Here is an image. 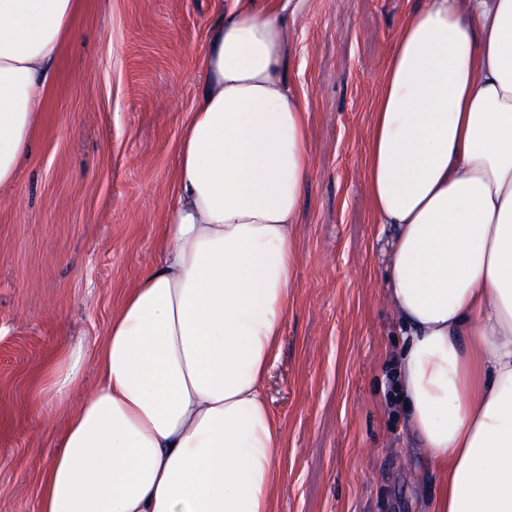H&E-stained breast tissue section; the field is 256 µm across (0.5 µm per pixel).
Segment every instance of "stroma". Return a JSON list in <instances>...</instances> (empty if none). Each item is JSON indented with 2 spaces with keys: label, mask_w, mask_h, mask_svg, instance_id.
<instances>
[{
  "label": "stroma",
  "mask_w": 512,
  "mask_h": 512,
  "mask_svg": "<svg viewBox=\"0 0 512 512\" xmlns=\"http://www.w3.org/2000/svg\"><path fill=\"white\" fill-rule=\"evenodd\" d=\"M229 0H78L31 150L0 188V512H37L69 408L47 378L93 352L123 293L154 268L175 145ZM409 0H304L288 75L310 98L296 304L265 385L287 440L277 512H423L405 423L389 407L404 346L362 159Z\"/></svg>",
  "instance_id": "35a3bbf8"
}]
</instances>
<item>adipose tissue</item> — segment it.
<instances>
[{"instance_id": "obj_1", "label": "adipose tissue", "mask_w": 512, "mask_h": 512, "mask_svg": "<svg viewBox=\"0 0 512 512\" xmlns=\"http://www.w3.org/2000/svg\"><path fill=\"white\" fill-rule=\"evenodd\" d=\"M76 0H0V186L30 149ZM297 0H231L180 136L155 270L93 352L38 512H275L264 382L294 301L310 101ZM364 180L390 224L397 406L427 512H512V0H410L371 106Z\"/></svg>"}]
</instances>
